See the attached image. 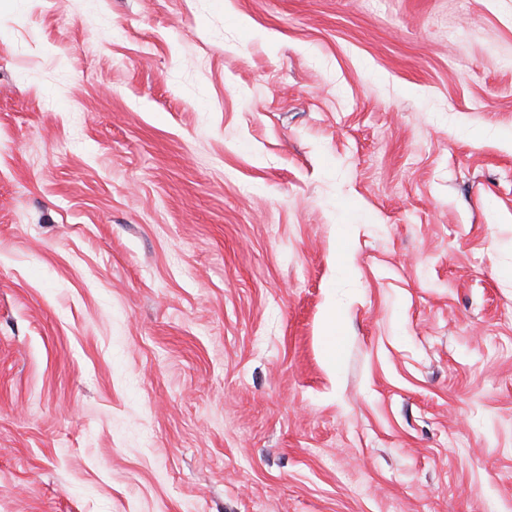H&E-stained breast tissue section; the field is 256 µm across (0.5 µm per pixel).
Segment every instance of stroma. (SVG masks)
Returning a JSON list of instances; mask_svg holds the SVG:
<instances>
[{
	"instance_id": "35a3bbf8",
	"label": "stroma",
	"mask_w": 512,
	"mask_h": 512,
	"mask_svg": "<svg viewBox=\"0 0 512 512\" xmlns=\"http://www.w3.org/2000/svg\"><path fill=\"white\" fill-rule=\"evenodd\" d=\"M0 512H512V0H0Z\"/></svg>"
}]
</instances>
